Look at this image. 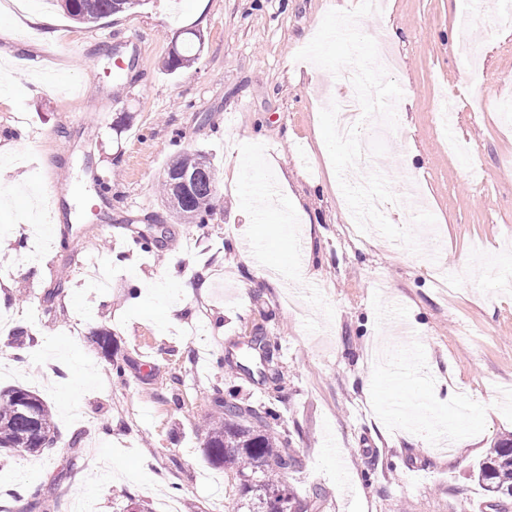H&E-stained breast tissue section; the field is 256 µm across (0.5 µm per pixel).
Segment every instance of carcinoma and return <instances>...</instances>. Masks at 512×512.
Listing matches in <instances>:
<instances>
[{
    "instance_id": "carcinoma-1",
    "label": "carcinoma",
    "mask_w": 512,
    "mask_h": 512,
    "mask_svg": "<svg viewBox=\"0 0 512 512\" xmlns=\"http://www.w3.org/2000/svg\"><path fill=\"white\" fill-rule=\"evenodd\" d=\"M75 22L92 24L141 5L143 0H58ZM198 59L193 41L168 55L165 66L175 71ZM190 162L198 166L196 182L188 196L175 206L179 218L203 224L211 216L214 199L209 180L214 168L203 155L186 154L171 165ZM276 414L242 407L236 397L224 399L222 411L205 424V456L237 481L241 507L246 512H267L269 496L286 492L288 509L296 508V496L276 476L293 467L296 459L283 447L272 427ZM58 432L50 407L35 392L14 387L0 390V450L39 455L54 446ZM478 483L487 495L512 498V438L500 439L476 468Z\"/></svg>"
}]
</instances>
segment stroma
Masks as SVG:
<instances>
[{"instance_id":"35a3bbf8","label":"stroma","mask_w":512,"mask_h":512,"mask_svg":"<svg viewBox=\"0 0 512 512\" xmlns=\"http://www.w3.org/2000/svg\"><path fill=\"white\" fill-rule=\"evenodd\" d=\"M336 2L145 0L79 24L40 0L54 21L48 37L32 11L0 0V19L13 21L0 62L20 46L31 61L0 99V145L14 156L0 178L57 177L51 235L64 224L112 227L111 238L66 239L30 264L23 232L0 256L12 281L0 307L13 313L0 331V390L37 392L59 435L48 454L0 458V512H18L35 490L44 512H70L78 497L121 512L131 496L151 512L163 491L181 512H236L237 484L208 463L201 429L231 395L277 413L298 460L283 481L299 512H512V498L487 497L473 477L512 435V22L496 0H382L385 21L359 22L394 57L389 74L403 90L396 131L378 146L364 130L360 172L388 178L400 202L385 215L396 226L411 223L410 188L423 194L436 227L416 255L376 231L351 232L319 146V103L346 90L328 71L312 83L296 55ZM187 29L203 36L199 58L169 73V49ZM443 95L447 129L430 110ZM186 153L215 168L205 224L179 220L161 190L167 165ZM284 207L302 244L288 261L309 266L302 281L273 270L257 278L239 258L248 246L269 259L285 250ZM137 231L148 245L128 250ZM136 275L194 283L179 326L138 299ZM102 330L108 355L95 342ZM40 336L80 352V364L46 371ZM257 336L277 382L261 375ZM424 419L472 440L466 459L423 446ZM112 467L123 474L111 482Z\"/></svg>"}]
</instances>
